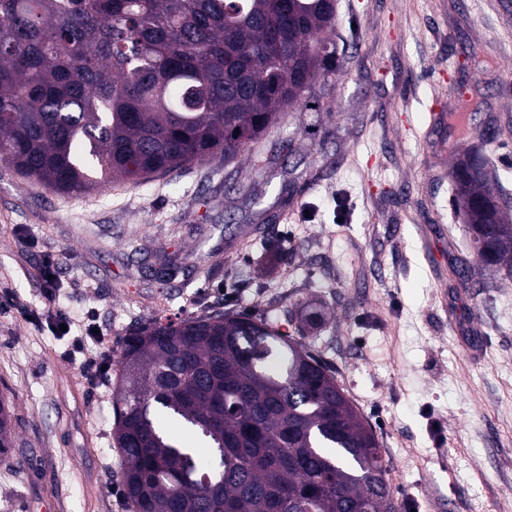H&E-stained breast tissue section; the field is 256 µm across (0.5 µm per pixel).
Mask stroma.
Returning <instances> with one entry per match:
<instances>
[{
  "label": "stroma",
  "mask_w": 512,
  "mask_h": 512,
  "mask_svg": "<svg viewBox=\"0 0 512 512\" xmlns=\"http://www.w3.org/2000/svg\"><path fill=\"white\" fill-rule=\"evenodd\" d=\"M326 37L327 95L233 160L69 195L0 161V512H121L124 338L270 310L371 425L408 512H512V278L450 279L469 247L448 182L460 105L493 124L483 151L512 191V0H337ZM57 311L70 335L47 328ZM10 400L0 396V455H4L15 442V421Z\"/></svg>",
  "instance_id": "1"
}]
</instances>
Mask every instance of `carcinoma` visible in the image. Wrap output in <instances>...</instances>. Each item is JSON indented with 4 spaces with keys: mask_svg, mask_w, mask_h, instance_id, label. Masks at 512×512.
Here are the masks:
<instances>
[{
    "mask_svg": "<svg viewBox=\"0 0 512 512\" xmlns=\"http://www.w3.org/2000/svg\"><path fill=\"white\" fill-rule=\"evenodd\" d=\"M335 26L336 0H0V160L70 194L232 159L318 102ZM450 178L485 268L511 274L499 171L471 145ZM119 370L126 512H400L377 436L275 317L152 321Z\"/></svg>",
    "mask_w": 512,
    "mask_h": 512,
    "instance_id": "obj_1",
    "label": "carcinoma"
}]
</instances>
